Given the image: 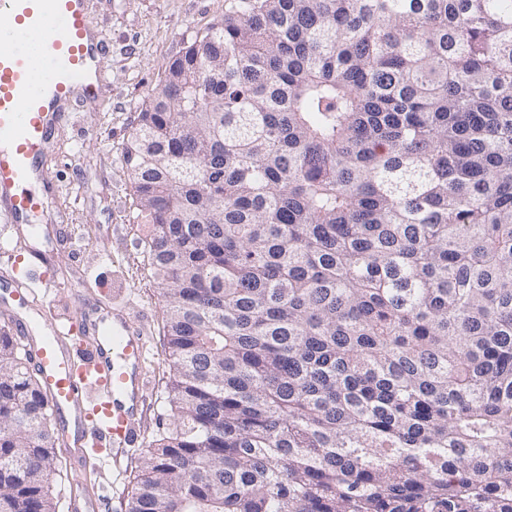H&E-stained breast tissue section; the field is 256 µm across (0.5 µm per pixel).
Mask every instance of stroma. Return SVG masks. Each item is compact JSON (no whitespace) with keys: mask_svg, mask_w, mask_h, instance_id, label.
<instances>
[{"mask_svg":"<svg viewBox=\"0 0 512 512\" xmlns=\"http://www.w3.org/2000/svg\"><path fill=\"white\" fill-rule=\"evenodd\" d=\"M228 0H89L88 8L110 46L100 101L78 108L56 124L52 149L41 161L55 186L45 216L31 220L28 243L45 252L43 270L62 288L41 313L38 326L61 315L79 316L90 303L122 308L146 328L144 420L135 448L118 478L100 467L104 450L75 463L55 450L66 477L56 480L59 512H72L70 491L112 484V512H124L134 490L141 451L165 415L171 368L164 355L163 302L141 244L148 227L137 219L133 183L123 159L125 144L148 98L163 84L165 67L197 33L223 18Z\"/></svg>","mask_w":512,"mask_h":512,"instance_id":"35a3bbf8","label":"stroma"}]
</instances>
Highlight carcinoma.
<instances>
[{
  "instance_id": "cac0c4a2",
  "label": "carcinoma",
  "mask_w": 512,
  "mask_h": 512,
  "mask_svg": "<svg viewBox=\"0 0 512 512\" xmlns=\"http://www.w3.org/2000/svg\"><path fill=\"white\" fill-rule=\"evenodd\" d=\"M173 421L125 512H512V0H229L124 154ZM0 327V512L60 442Z\"/></svg>"
}]
</instances>
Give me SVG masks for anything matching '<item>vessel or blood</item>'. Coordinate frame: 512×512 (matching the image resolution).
Segmentation results:
<instances>
[{"label": "vessel or blood", "mask_w": 512, "mask_h": 512, "mask_svg": "<svg viewBox=\"0 0 512 512\" xmlns=\"http://www.w3.org/2000/svg\"><path fill=\"white\" fill-rule=\"evenodd\" d=\"M51 37L43 57L28 48L31 35ZM108 50L90 17L87 0H0V223L24 224L43 206L49 184L39 160L52 128L75 91L98 92ZM54 281L22 268L13 281L14 309L5 323L26 345L56 413L73 428L70 446L82 454L88 440L127 449L137 439L145 378L143 337L121 313L83 318L81 345L65 342L58 326L45 333L22 319L20 309L43 305ZM74 512H111L106 491L73 495Z\"/></svg>", "instance_id": "obj_1"}]
</instances>
